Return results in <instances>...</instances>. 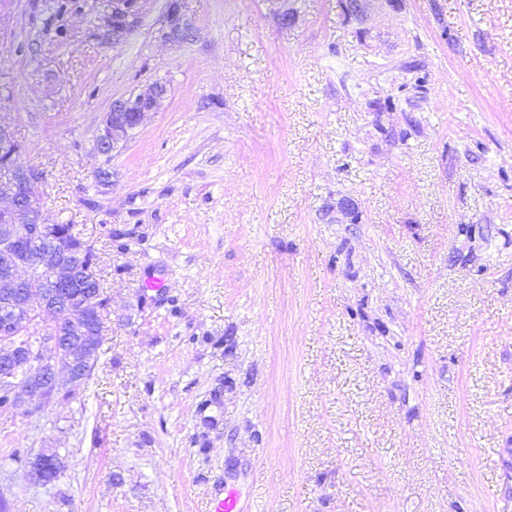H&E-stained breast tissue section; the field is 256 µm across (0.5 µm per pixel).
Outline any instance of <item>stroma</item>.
<instances>
[{"instance_id":"1","label":"stroma","mask_w":512,"mask_h":512,"mask_svg":"<svg viewBox=\"0 0 512 512\" xmlns=\"http://www.w3.org/2000/svg\"><path fill=\"white\" fill-rule=\"evenodd\" d=\"M167 3L0 0V124L111 298L0 414V512H512V0ZM137 0H113L112 14L104 25L102 38L113 44L122 42L130 29V18L137 11ZM165 27L168 29V35L180 36L181 39L191 37V29L187 27L183 20L182 3L180 0L171 1L170 7L166 11ZM166 93L165 84L155 82L142 87L128 98L113 101L96 136L98 152L108 156L118 144L127 141L132 132L143 124L147 115L156 110Z\"/></svg>"}]
</instances>
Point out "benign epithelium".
Masks as SVG:
<instances>
[{"instance_id":"1","label":"benign epithelium","mask_w":512,"mask_h":512,"mask_svg":"<svg viewBox=\"0 0 512 512\" xmlns=\"http://www.w3.org/2000/svg\"><path fill=\"white\" fill-rule=\"evenodd\" d=\"M137 4L138 0H112V14L102 38L114 44L122 42ZM165 27L169 35L191 37V29L183 20L181 0H173L168 7ZM166 93L165 84L155 82L113 101L96 136L98 152L108 156L127 141ZM0 162L11 170L9 177L0 180V196L10 200L8 206L0 207V242L13 245L22 254L0 272V336L14 338L16 330L29 322L34 307L44 316L52 315L53 327L49 340L52 354L48 356L33 353L20 343L5 348L0 354V387L11 395L13 406L28 401L39 409L56 397L59 374H66L72 383L86 378L91 364L84 354L103 339L101 314L108 301L96 296L89 308L81 302L79 288L88 279L91 265L79 261L77 253L48 236L35 195L42 175L21 159L20 145L11 130L1 125ZM46 264L55 271L52 287L30 276L32 267ZM20 366L27 370L23 382L16 378Z\"/></svg>"}]
</instances>
